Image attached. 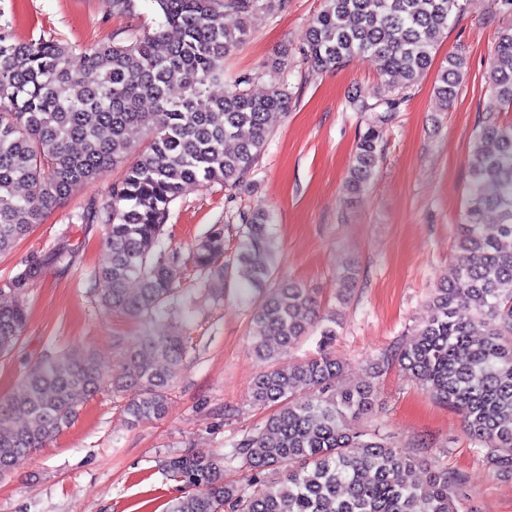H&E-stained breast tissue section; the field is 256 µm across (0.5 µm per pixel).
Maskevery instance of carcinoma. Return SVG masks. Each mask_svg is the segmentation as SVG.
Listing matches in <instances>:
<instances>
[{
    "label": "carcinoma",
    "instance_id": "1",
    "mask_svg": "<svg viewBox=\"0 0 512 512\" xmlns=\"http://www.w3.org/2000/svg\"><path fill=\"white\" fill-rule=\"evenodd\" d=\"M274 1L281 11L288 7V0H152L160 17L154 31L132 30L124 44L90 49L54 38L17 42L0 30V254L102 169L124 162L130 141L143 136L147 147L104 199L90 200L72 218L106 226L111 260L93 274L103 305L135 318L160 314L180 292L181 265L162 254L170 204L189 184H241L265 151L270 114L288 111L283 81L256 97L243 89L252 81L245 74L232 78L223 96L210 92L224 82L225 57L248 39V17ZM468 2L326 0L302 52L319 69L367 54L383 76L408 88ZM467 67L462 54L445 60L434 87L443 107L453 105ZM488 81L492 98L474 133L466 222L457 227L453 263L432 290L431 318L383 359L461 415L492 473L512 475V123L495 117L512 109V24L499 32ZM174 86L182 89L178 98L170 95ZM348 99L353 111L375 113L346 182L358 193L373 174L379 127L398 100H384L377 112L355 93ZM229 141L235 148H226ZM491 210L498 213L493 224L485 222ZM270 225L263 209L240 214L233 260L224 261V233L215 229L197 243L194 266L226 286L262 287L278 266ZM37 273L26 267L0 293L20 296ZM26 320L22 302L0 307V354L16 346ZM337 327L305 285L270 291L251 318L252 351L264 364L251 398L277 410L222 456L169 458L166 473L186 491L167 512H465L464 473L406 457L388 438L354 428L357 416L374 409L378 391L371 382L336 388ZM314 334L316 354L276 364L280 350ZM186 355L180 331L146 329L116 378L89 353L62 351L39 362L20 395L0 400V477L70 428L105 388L137 390L125 407L131 426L161 418ZM18 413L25 417L20 426ZM236 468L246 483L224 481V470Z\"/></svg>",
    "mask_w": 512,
    "mask_h": 512
}]
</instances>
